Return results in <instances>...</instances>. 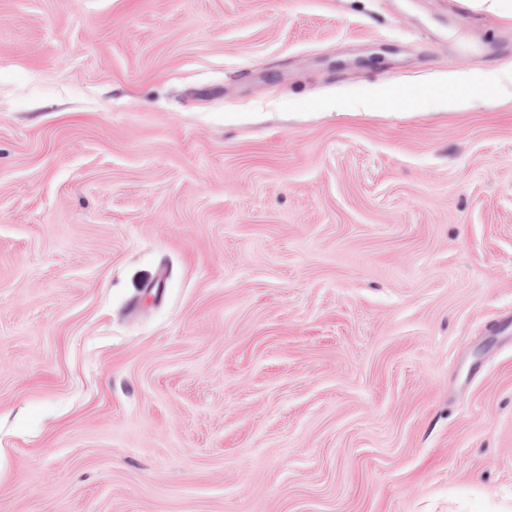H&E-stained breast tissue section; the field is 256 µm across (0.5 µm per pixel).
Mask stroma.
<instances>
[{
	"label": "stroma",
	"mask_w": 512,
	"mask_h": 512,
	"mask_svg": "<svg viewBox=\"0 0 512 512\" xmlns=\"http://www.w3.org/2000/svg\"><path fill=\"white\" fill-rule=\"evenodd\" d=\"M0 512H512V14L0 0Z\"/></svg>",
	"instance_id": "1"
}]
</instances>
